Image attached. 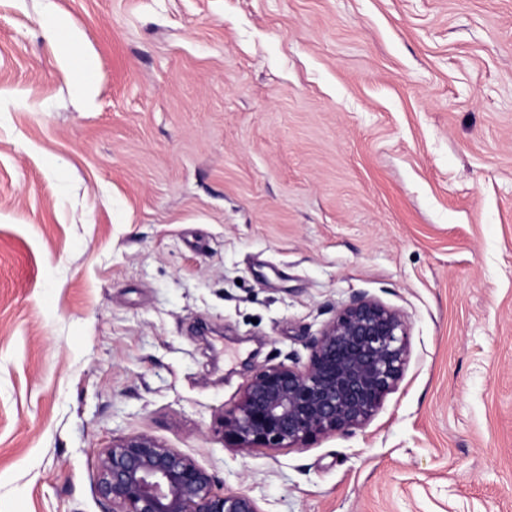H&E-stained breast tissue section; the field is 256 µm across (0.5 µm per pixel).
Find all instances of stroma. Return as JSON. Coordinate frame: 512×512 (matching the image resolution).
Masks as SVG:
<instances>
[{
    "instance_id": "1",
    "label": "stroma",
    "mask_w": 512,
    "mask_h": 512,
    "mask_svg": "<svg viewBox=\"0 0 512 512\" xmlns=\"http://www.w3.org/2000/svg\"><path fill=\"white\" fill-rule=\"evenodd\" d=\"M363 294L368 424L232 448ZM139 433L262 512H512V0H0V512H111Z\"/></svg>"
}]
</instances>
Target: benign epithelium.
I'll return each instance as SVG.
<instances>
[{
	"label": "benign epithelium",
	"mask_w": 512,
	"mask_h": 512,
	"mask_svg": "<svg viewBox=\"0 0 512 512\" xmlns=\"http://www.w3.org/2000/svg\"><path fill=\"white\" fill-rule=\"evenodd\" d=\"M409 357L407 323L366 295L328 321L302 366L266 365L224 411V440L243 452L303 448L362 428L400 381ZM98 493L112 512H262L244 492L215 490L190 456L141 433L99 456Z\"/></svg>",
	"instance_id": "7a95c632"
}]
</instances>
